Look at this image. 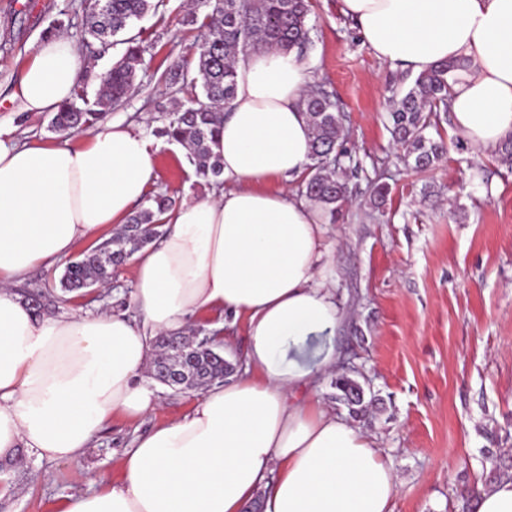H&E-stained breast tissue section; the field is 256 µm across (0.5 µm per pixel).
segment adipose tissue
Returning <instances> with one entry per match:
<instances>
[{
  "instance_id": "adipose-tissue-1",
  "label": "adipose tissue",
  "mask_w": 512,
  "mask_h": 512,
  "mask_svg": "<svg viewBox=\"0 0 512 512\" xmlns=\"http://www.w3.org/2000/svg\"><path fill=\"white\" fill-rule=\"evenodd\" d=\"M375 57L412 74L462 59L448 92L453 128L475 150L512 136V0H341ZM85 74L74 41L27 51L12 96L52 112ZM308 72L295 53L263 50L235 64V97L214 147L227 188L185 200L157 242L132 255L139 318L102 311L35 314L14 291L31 270L66 260L125 223L154 192V146L111 120L78 146L0 140V457L24 448L70 461L112 416L154 411L151 341L204 313L245 325L243 366L180 419L135 440L120 483L68 498L60 512H393L398 491L373 441L312 395L335 372L334 344L285 357L346 314L332 287L320 205L286 190L310 162L301 103Z\"/></svg>"
}]
</instances>
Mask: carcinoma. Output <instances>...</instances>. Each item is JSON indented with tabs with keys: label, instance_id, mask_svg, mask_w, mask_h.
<instances>
[{
	"label": "carcinoma",
	"instance_id": "obj_1",
	"mask_svg": "<svg viewBox=\"0 0 512 512\" xmlns=\"http://www.w3.org/2000/svg\"><path fill=\"white\" fill-rule=\"evenodd\" d=\"M159 3L153 0H93L92 6L74 26L71 20L58 19L50 32L62 27L75 28L73 36L85 47L97 42L111 44V38L126 31L131 23ZM307 0H196L188 14V22L199 37L200 50L193 63H183L162 75L176 94H191L187 103L169 113L156 134L169 142H177L189 151L195 175L205 183L217 181L223 174V160L212 146L234 98V68L239 56L266 48L293 51L306 58L311 44L307 25ZM123 57L100 76L99 90L89 98L85 81H80L74 97L56 112L51 131L74 135L99 122L106 112L134 95L136 76L143 56L152 48L141 35L125 39ZM462 60L444 62L428 72L406 75L403 87L393 100L390 112V134L402 150L401 161L417 173L433 170L447 154L444 139L427 135L437 126L433 117L448 111V88L458 71L465 69ZM304 108L313 131L311 163L301 178L300 189L329 215L331 223L342 216L349 200L341 152L344 129L341 114L333 96L321 83L310 86ZM175 200L166 193L148 197L145 205L134 212L119 233L81 253L70 262L60 279L62 292L80 291L84 283L107 282L113 272L135 252L163 234L158 215L172 209ZM25 301L37 312L55 302V297L42 291H28ZM152 378L166 386L172 376L179 379L178 388L203 390L219 382L224 368L218 355L222 350L202 344L190 335L161 334L153 339ZM339 394L336 399L350 411H363L364 398L355 393L360 382L345 372L333 382Z\"/></svg>",
	"mask_w": 512,
	"mask_h": 512
}]
</instances>
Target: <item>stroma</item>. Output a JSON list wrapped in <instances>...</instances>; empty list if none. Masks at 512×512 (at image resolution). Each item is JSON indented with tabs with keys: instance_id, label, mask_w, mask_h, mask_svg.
I'll return each instance as SVG.
<instances>
[{
	"instance_id": "35a3bbf8",
	"label": "stroma",
	"mask_w": 512,
	"mask_h": 512,
	"mask_svg": "<svg viewBox=\"0 0 512 512\" xmlns=\"http://www.w3.org/2000/svg\"><path fill=\"white\" fill-rule=\"evenodd\" d=\"M81 2L0 0V129L11 143L58 139L48 129L50 113H18L4 99L17 86L27 48ZM310 3L308 73L333 93L347 133L343 147L359 167L348 178L343 220L325 231L336 299L347 313L335 342L342 371L357 370L370 406L350 416L334 400L329 375L317 394L391 463L400 483L393 512H457L461 490L486 479L490 456L512 449V171L494 150L474 152L446 120L438 126L448 145L442 161L425 174L406 168L387 129L401 70L374 56L340 0ZM186 13V0H164L135 23L155 47L137 72L136 93L108 118L149 136L174 110L177 99L162 75L197 50L182 24ZM155 163L158 191L179 202L209 194L179 145L162 142ZM378 181L390 192L376 207ZM64 269L61 262L40 267L23 282L58 295L53 314L127 308L132 263L91 294L62 293ZM195 399L163 389L155 412L113 417L74 461L28 457L0 512H59L66 498L120 481L134 440L182 417Z\"/></svg>"
}]
</instances>
